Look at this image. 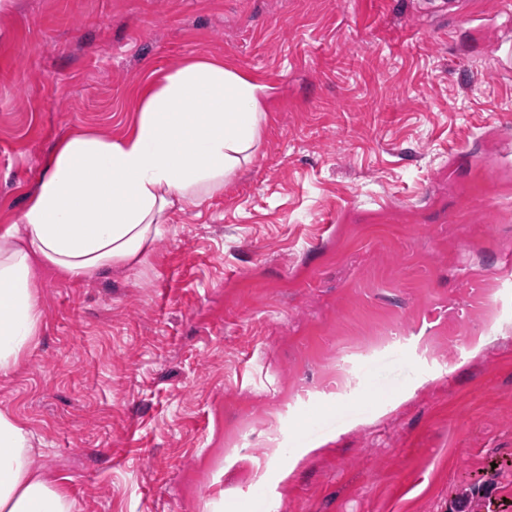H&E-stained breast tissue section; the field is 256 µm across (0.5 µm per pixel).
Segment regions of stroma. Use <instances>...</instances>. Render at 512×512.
Segmentation results:
<instances>
[{"label": "stroma", "instance_id": "obj_1", "mask_svg": "<svg viewBox=\"0 0 512 512\" xmlns=\"http://www.w3.org/2000/svg\"><path fill=\"white\" fill-rule=\"evenodd\" d=\"M509 47L500 0H13L0 228L60 138L126 136L183 61L268 94L244 173L140 264L43 282L0 410L74 512H210L215 492L224 512H448L466 486L512 501Z\"/></svg>", "mask_w": 512, "mask_h": 512}]
</instances>
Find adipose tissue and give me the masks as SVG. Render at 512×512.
I'll use <instances>...</instances> for the list:
<instances>
[{
  "label": "adipose tissue",
  "instance_id": "adipose-tissue-1",
  "mask_svg": "<svg viewBox=\"0 0 512 512\" xmlns=\"http://www.w3.org/2000/svg\"><path fill=\"white\" fill-rule=\"evenodd\" d=\"M265 96L221 63L186 62L145 92L128 136L80 132L59 141L0 233V375L17 368L42 330L45 276L77 280L133 266L172 212L223 193L260 141ZM33 440L0 411V512H74L67 490L33 468Z\"/></svg>",
  "mask_w": 512,
  "mask_h": 512
}]
</instances>
